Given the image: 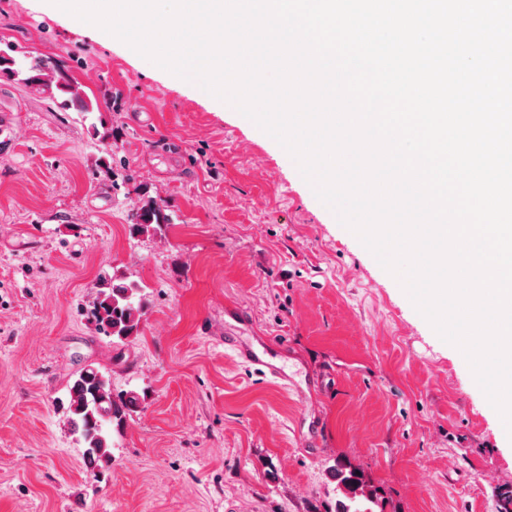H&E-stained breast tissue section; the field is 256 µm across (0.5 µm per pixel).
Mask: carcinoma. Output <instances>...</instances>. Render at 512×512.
<instances>
[{
  "instance_id": "1",
  "label": "carcinoma",
  "mask_w": 512,
  "mask_h": 512,
  "mask_svg": "<svg viewBox=\"0 0 512 512\" xmlns=\"http://www.w3.org/2000/svg\"><path fill=\"white\" fill-rule=\"evenodd\" d=\"M13 48L0 53V73L13 77L37 93H44L50 86L70 103L81 104L82 111L89 112L92 105L84 102L78 86L60 66L45 60L34 63V57L26 56L19 61L11 55ZM171 223L165 206L149 199L136 206V220L129 224L130 234L162 235L164 227ZM147 309L144 287L122 276L99 280L96 295L88 319L112 342L124 344L141 334ZM145 396L135 392H114L112 382L98 368L88 364L81 367L68 386L66 412L70 414L78 442L84 445V455L104 474L112 467V432H121L133 414L142 407ZM336 491L343 498L336 500L329 512H371L364 503L377 504L374 490L370 489L358 469L338 462L330 470Z\"/></svg>"
}]
</instances>
